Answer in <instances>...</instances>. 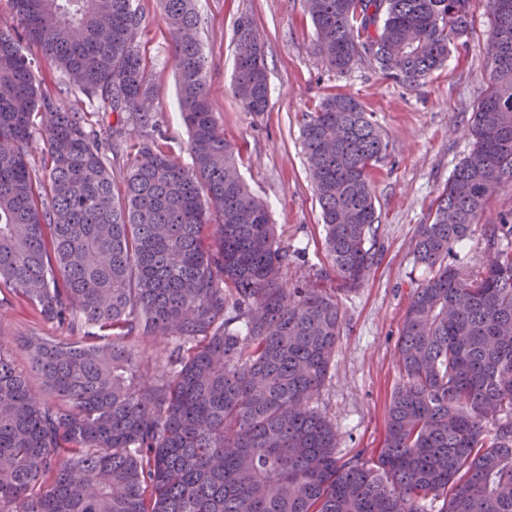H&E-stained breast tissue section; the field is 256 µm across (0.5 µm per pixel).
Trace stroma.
Returning a JSON list of instances; mask_svg holds the SVG:
<instances>
[{"instance_id":"35a3bbf8","label":"stroma","mask_w":512,"mask_h":512,"mask_svg":"<svg viewBox=\"0 0 512 512\" xmlns=\"http://www.w3.org/2000/svg\"><path fill=\"white\" fill-rule=\"evenodd\" d=\"M198 38L207 57L209 100L228 139L240 149V172L269 205L280 239L294 257L286 281L322 286L329 261L322 245L321 209L308 177L300 137L301 115L331 94L356 98L372 113L389 143L372 171L381 222L372 241L374 265L362 286L339 293L344 317L329 377L314 401L336 425L341 456L376 460L384 444L390 400L402 381L397 347L412 292L425 278L413 249L420 225L429 223L432 203L471 149L468 129L484 96L492 59L487 52L486 0L472 2V29L457 41L443 67L415 88L385 78L360 62L339 73L312 49L314 27L305 0H198ZM249 14L265 43L271 97L267 112L245 111L231 90L234 23ZM141 37L148 60L160 142L181 164H190L188 133L177 108L176 75L169 62L166 29L149 16ZM512 211V184L502 186L473 227L468 242L449 263L483 265L486 225ZM28 301L8 295L0 305V337L19 365L24 341L52 336Z\"/></svg>"}]
</instances>
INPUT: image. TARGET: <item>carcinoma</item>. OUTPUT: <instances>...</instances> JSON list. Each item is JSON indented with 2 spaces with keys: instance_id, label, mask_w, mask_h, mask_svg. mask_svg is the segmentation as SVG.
Returning a JSON list of instances; mask_svg holds the SVG:
<instances>
[{
  "instance_id": "obj_1",
  "label": "carcinoma",
  "mask_w": 512,
  "mask_h": 512,
  "mask_svg": "<svg viewBox=\"0 0 512 512\" xmlns=\"http://www.w3.org/2000/svg\"><path fill=\"white\" fill-rule=\"evenodd\" d=\"M471 0H306L314 50L415 87L469 27ZM167 29L192 162L159 144L139 0H8L0 27V294L65 332L27 341L39 386L0 342V512H512V212L476 272L448 264L512 181V0H487L493 67L470 153L418 228L398 343L404 382L376 462L336 456L313 406L381 222L370 170L389 144L351 96L301 119L337 288L283 285L290 251L242 179L212 111L196 0H154ZM233 93L267 111L269 78L240 62ZM68 78L44 89L21 41ZM98 112L115 115L108 137ZM134 159L121 185L108 152ZM42 153L43 173L30 166ZM163 345L142 371L136 342Z\"/></svg>"
}]
</instances>
